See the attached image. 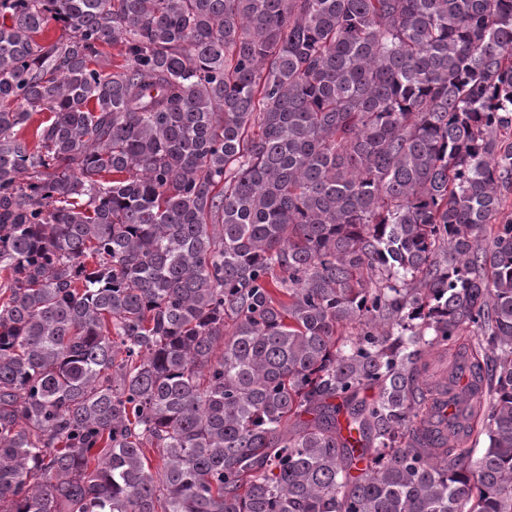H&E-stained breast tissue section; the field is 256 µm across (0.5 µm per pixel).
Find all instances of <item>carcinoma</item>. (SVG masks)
<instances>
[{"label":"carcinoma","mask_w":512,"mask_h":512,"mask_svg":"<svg viewBox=\"0 0 512 512\" xmlns=\"http://www.w3.org/2000/svg\"><path fill=\"white\" fill-rule=\"evenodd\" d=\"M510 200L512 0H0V512H512ZM451 410L448 404V393L441 391L429 413V428L439 438H444L448 434L447 419Z\"/></svg>","instance_id":"carcinoma-1"}]
</instances>
